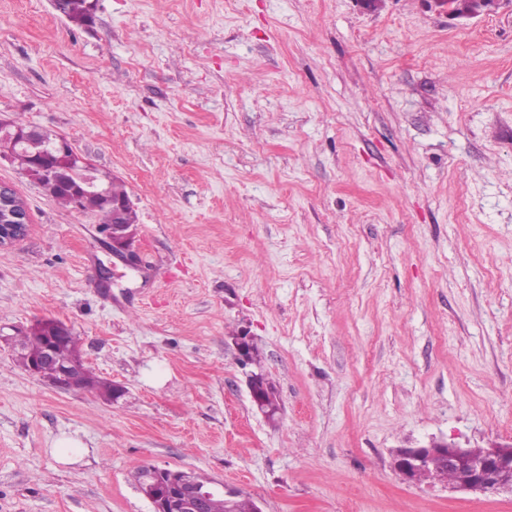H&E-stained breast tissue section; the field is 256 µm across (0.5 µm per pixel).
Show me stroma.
<instances>
[{
  "label": "stroma",
  "instance_id": "obj_1",
  "mask_svg": "<svg viewBox=\"0 0 512 512\" xmlns=\"http://www.w3.org/2000/svg\"><path fill=\"white\" fill-rule=\"evenodd\" d=\"M91 3L0 0V120L124 183L139 260L0 161L29 213L0 247V512H152V466L262 512H512L393 464L512 443V0ZM47 318L120 398L18 366L5 337ZM54 5L70 22L83 26L92 22L88 0H54Z\"/></svg>",
  "mask_w": 512,
  "mask_h": 512
}]
</instances>
